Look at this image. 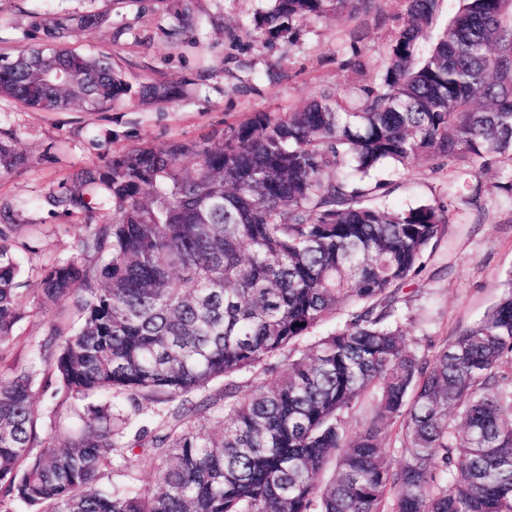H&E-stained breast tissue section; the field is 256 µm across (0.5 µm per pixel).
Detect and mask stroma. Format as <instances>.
<instances>
[{
	"label": "stroma",
	"mask_w": 512,
	"mask_h": 512,
	"mask_svg": "<svg viewBox=\"0 0 512 512\" xmlns=\"http://www.w3.org/2000/svg\"><path fill=\"white\" fill-rule=\"evenodd\" d=\"M191 26L172 35L176 0H0V52L41 42L30 30L33 14L108 11L103 25L80 32L73 49L111 53L129 81L191 79L187 97L168 107L120 103L107 112H44L0 99V139L27 158L25 167L0 176V229L22 260L23 316L10 360L24 364L31 344L45 338L65 307L41 308L39 280L45 266L77 254L88 222L42 206L83 167L136 146L162 148L177 139H201L254 113L279 115L303 107L325 88L344 93L358 82L347 67L352 45L378 65L403 12L401 0H377L358 24L334 18L302 21L293 42H269L253 18L268 0H188ZM364 38L355 40L354 27ZM177 28V27H176ZM372 180L388 183L382 205L405 210L447 193L448 176L430 161L382 165ZM484 224H450L451 247L438 253L437 276L408 283L397 317L411 348L423 351L478 322L500 298L512 275V202L489 195Z\"/></svg>",
	"instance_id": "obj_1"
}]
</instances>
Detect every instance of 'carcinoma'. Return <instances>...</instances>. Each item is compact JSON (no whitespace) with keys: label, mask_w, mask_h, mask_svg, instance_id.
Instances as JSON below:
<instances>
[{"label":"carcinoma","mask_w":512,"mask_h":512,"mask_svg":"<svg viewBox=\"0 0 512 512\" xmlns=\"http://www.w3.org/2000/svg\"><path fill=\"white\" fill-rule=\"evenodd\" d=\"M374 2L269 0L255 26L288 42L306 19L346 22ZM443 2L404 0L351 106L326 89L80 169L46 203L89 218L79 248L99 263L43 269V303L70 314L24 365L3 364L23 292L0 242V512H512V275L476 325L427 353L397 321L455 215L489 221L481 174L512 168V0H460L426 47ZM106 20L33 15L67 74L46 77L34 49L3 53L0 97L46 112L179 100L182 83L135 87L112 54L67 46ZM420 157L462 193L372 203L389 185L366 187L370 171ZM25 163L0 140L1 175ZM50 377L56 413L79 423L39 451L32 398ZM132 454L156 489L100 483Z\"/></svg>","instance_id":"obj_1"}]
</instances>
